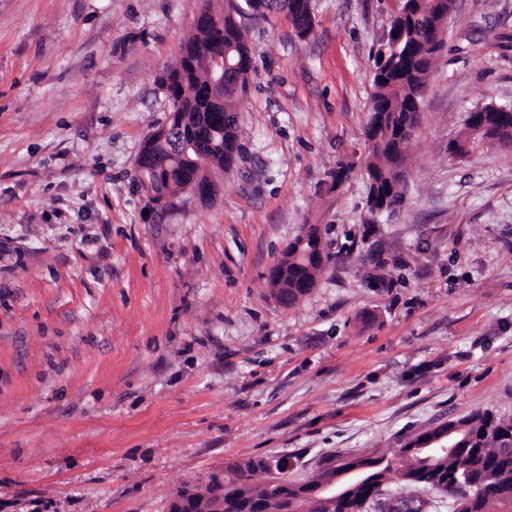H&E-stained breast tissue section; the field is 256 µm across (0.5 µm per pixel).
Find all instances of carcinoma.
I'll list each match as a JSON object with an SVG mask.
<instances>
[{
	"label": "carcinoma",
	"instance_id": "cac0c4a2",
	"mask_svg": "<svg viewBox=\"0 0 512 512\" xmlns=\"http://www.w3.org/2000/svg\"><path fill=\"white\" fill-rule=\"evenodd\" d=\"M403 13L393 18L391 29L402 38V55L397 68L385 71L375 68L376 88L373 109L386 114L378 127L367 123L373 148L365 160V173L372 194L392 193V185L400 183L398 165L405 146L418 125L427 78L434 60L428 48L431 27L448 18V0H407ZM229 54L230 62L242 74L237 92H225L224 103H216L206 90L213 58ZM175 65L184 71V80L173 81L169 93L176 100L172 124L184 123L185 134L191 135L197 152L183 157L173 152L168 140L153 142L148 170L137 171L146 178L156 196L186 191L196 175L195 160L202 154L209 168L224 169L233 160L237 143L236 116L223 120V112L236 107L237 98L246 92L247 73L251 67L250 50L241 27L230 14L224 15V29L214 32L196 30L183 45ZM486 134L479 132L473 119L466 120L459 137L462 146L472 149L485 143ZM324 254V243L315 224L303 236L288 243L286 256L280 260L282 272L269 282L274 294L288 295L292 304L307 293L302 283L315 284L322 263L315 259ZM451 435L441 438L443 432ZM441 441L427 447L425 441ZM402 467L392 470L384 458H358L327 473L344 475L336 481V500L317 491L319 482L301 485L280 481L274 485L257 483L258 474H270L269 464L275 458L260 456L224 468L223 480L210 476L212 500L224 505L222 512H363L367 502L383 485L396 478L420 488H441L455 498L457 512H512V419H504L489 411L467 419L450 421L426 431L398 448ZM354 469L356 473L347 474ZM422 502L400 498L387 507V512H421Z\"/></svg>",
	"mask_w": 512,
	"mask_h": 512
}]
</instances>
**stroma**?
<instances>
[{"instance_id":"35a3bbf8","label":"stroma","mask_w":512,"mask_h":512,"mask_svg":"<svg viewBox=\"0 0 512 512\" xmlns=\"http://www.w3.org/2000/svg\"><path fill=\"white\" fill-rule=\"evenodd\" d=\"M400 4L312 0L304 40L238 16L240 153L214 198L160 209L135 181L157 80L228 0H0V512H168L253 457L306 482L512 418V146L448 155L512 104V0H456L388 216L362 163ZM307 224L331 258L286 306L267 273Z\"/></svg>"}]
</instances>
